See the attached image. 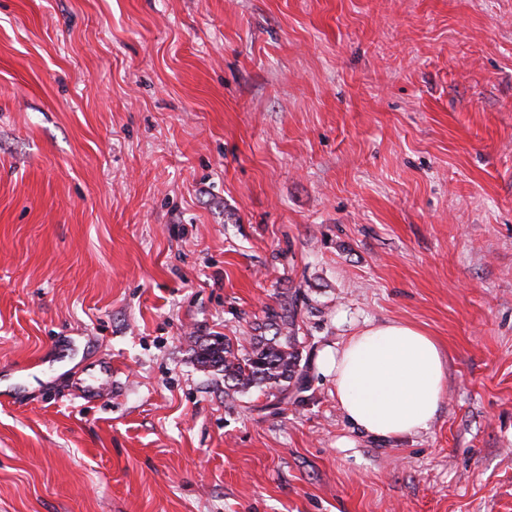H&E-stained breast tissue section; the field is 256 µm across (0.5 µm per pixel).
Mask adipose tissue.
<instances>
[{
    "instance_id": "adipose-tissue-1",
    "label": "adipose tissue",
    "mask_w": 512,
    "mask_h": 512,
    "mask_svg": "<svg viewBox=\"0 0 512 512\" xmlns=\"http://www.w3.org/2000/svg\"><path fill=\"white\" fill-rule=\"evenodd\" d=\"M320 368L332 376L347 420L380 441L429 429L443 397L442 351L412 324L367 326L325 351Z\"/></svg>"
}]
</instances>
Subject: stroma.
I'll return each instance as SVG.
<instances>
[{"label":"stroma","mask_w":512,"mask_h":512,"mask_svg":"<svg viewBox=\"0 0 512 512\" xmlns=\"http://www.w3.org/2000/svg\"><path fill=\"white\" fill-rule=\"evenodd\" d=\"M295 288L305 402L226 396ZM388 321L386 443L319 359ZM0 512H512V0H0ZM320 368L333 376L347 420L380 441L429 429L443 397L442 351L432 336L412 324L369 325L335 352L326 350Z\"/></svg>","instance_id":"35a3bbf8"}]
</instances>
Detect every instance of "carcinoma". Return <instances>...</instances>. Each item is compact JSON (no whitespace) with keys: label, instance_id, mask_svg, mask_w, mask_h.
<instances>
[{"label":"carcinoma","instance_id":"carcinoma-1","mask_svg":"<svg viewBox=\"0 0 512 512\" xmlns=\"http://www.w3.org/2000/svg\"><path fill=\"white\" fill-rule=\"evenodd\" d=\"M300 291L281 295L278 308L265 312L250 349L235 347L231 339L217 336L199 346L201 367L224 373V385L234 394L258 388L279 406L307 391L308 377L301 367V341L297 335ZM273 331L268 336L266 332Z\"/></svg>","mask_w":512,"mask_h":512}]
</instances>
